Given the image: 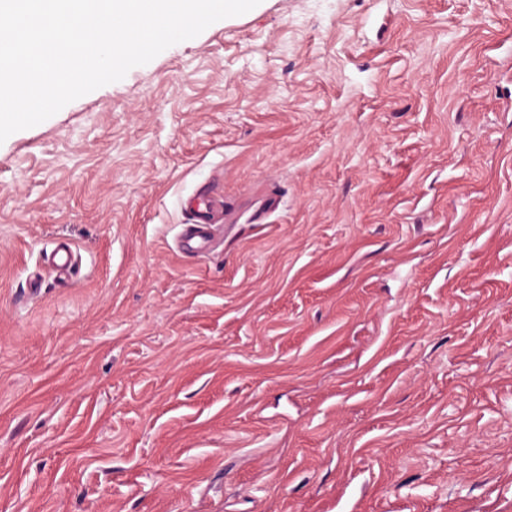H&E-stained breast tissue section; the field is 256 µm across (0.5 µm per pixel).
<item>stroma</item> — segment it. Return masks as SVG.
<instances>
[{
    "label": "stroma",
    "instance_id": "35a3bbf8",
    "mask_svg": "<svg viewBox=\"0 0 512 512\" xmlns=\"http://www.w3.org/2000/svg\"><path fill=\"white\" fill-rule=\"evenodd\" d=\"M0 512H512V0H261L1 143ZM218 212H223V203L218 201H210L203 209L196 212L193 223L187 224V246H190V241L194 238L201 240L200 245H205V240L208 238V229L212 224H216L215 216Z\"/></svg>",
    "mask_w": 512,
    "mask_h": 512
}]
</instances>
